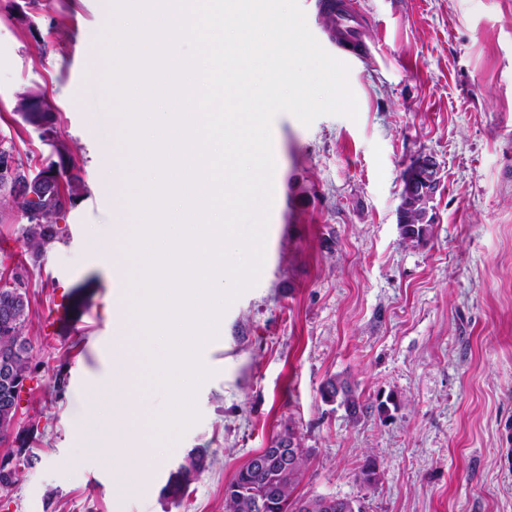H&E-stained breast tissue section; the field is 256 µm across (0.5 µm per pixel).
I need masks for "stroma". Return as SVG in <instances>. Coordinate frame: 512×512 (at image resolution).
I'll return each instance as SVG.
<instances>
[{
    "label": "stroma",
    "instance_id": "obj_1",
    "mask_svg": "<svg viewBox=\"0 0 512 512\" xmlns=\"http://www.w3.org/2000/svg\"><path fill=\"white\" fill-rule=\"evenodd\" d=\"M371 55L349 68L358 117L272 122L278 151L256 284L200 359V419L133 492L84 453L86 395L112 372L113 113L102 86L109 0H0V140L24 166L51 154L15 114L56 105V139L80 187L40 255L0 199V274L23 272L31 376L18 427L33 428L0 512H224V488L263 448L294 438L295 490L363 512H512V0H357ZM438 166L432 234L402 243L403 177ZM347 381L362 410L324 402ZM205 450L184 496L171 471ZM374 462L373 483L360 480Z\"/></svg>",
    "mask_w": 512,
    "mask_h": 512
}]
</instances>
